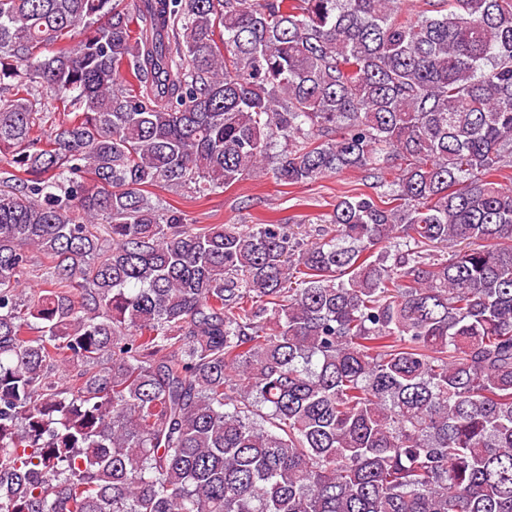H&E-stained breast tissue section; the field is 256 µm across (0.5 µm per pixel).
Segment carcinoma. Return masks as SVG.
Returning a JSON list of instances; mask_svg holds the SVG:
<instances>
[{
    "label": "carcinoma",
    "mask_w": 512,
    "mask_h": 512,
    "mask_svg": "<svg viewBox=\"0 0 512 512\" xmlns=\"http://www.w3.org/2000/svg\"><path fill=\"white\" fill-rule=\"evenodd\" d=\"M427 2L0 0V512H512V0ZM268 169L370 183L148 196ZM364 173L347 172L316 180L306 185L288 186L275 180L272 173L262 177L246 176L233 186L204 198L186 191L168 192L150 188L167 203L181 209L191 224H255L256 218L269 220L310 219L316 222L331 211L339 196L368 190Z\"/></svg>",
    "instance_id": "cac0c4a2"
}]
</instances>
